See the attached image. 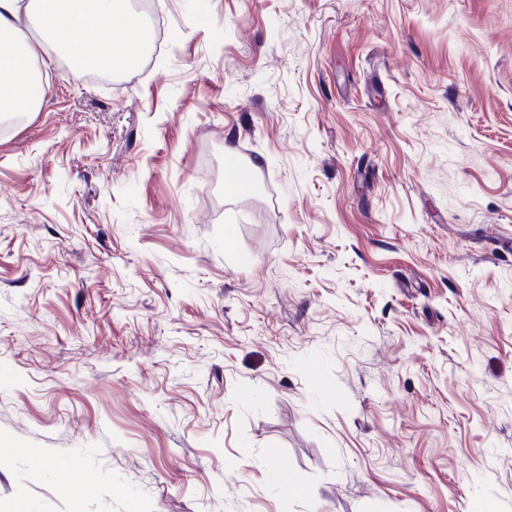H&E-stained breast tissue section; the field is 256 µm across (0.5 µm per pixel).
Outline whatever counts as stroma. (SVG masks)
Wrapping results in <instances>:
<instances>
[{
	"instance_id": "stroma-1",
	"label": "stroma",
	"mask_w": 512,
	"mask_h": 512,
	"mask_svg": "<svg viewBox=\"0 0 512 512\" xmlns=\"http://www.w3.org/2000/svg\"><path fill=\"white\" fill-rule=\"evenodd\" d=\"M161 6L0 129V512H512V0Z\"/></svg>"
}]
</instances>
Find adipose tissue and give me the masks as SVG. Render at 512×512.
<instances>
[{"mask_svg":"<svg viewBox=\"0 0 512 512\" xmlns=\"http://www.w3.org/2000/svg\"><path fill=\"white\" fill-rule=\"evenodd\" d=\"M151 37L127 0H0V115L43 103L38 52L71 56L80 76L106 61L135 62Z\"/></svg>","mask_w":512,"mask_h":512,"instance_id":"ef3b65f1","label":"adipose tissue"}]
</instances>
